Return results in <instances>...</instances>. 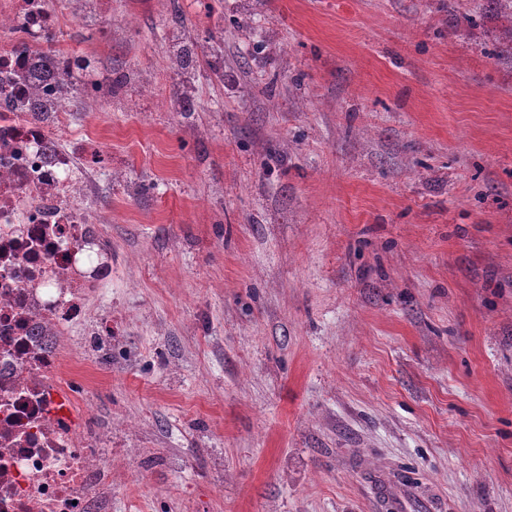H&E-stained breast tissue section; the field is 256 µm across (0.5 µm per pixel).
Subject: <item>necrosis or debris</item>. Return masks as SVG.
<instances>
[{
  "label": "necrosis or debris",
  "mask_w": 512,
  "mask_h": 512,
  "mask_svg": "<svg viewBox=\"0 0 512 512\" xmlns=\"http://www.w3.org/2000/svg\"><path fill=\"white\" fill-rule=\"evenodd\" d=\"M87 0H0V512H112L106 436L63 402L61 340L93 323L112 333L111 316L90 304L112 279V262L93 268L81 254L98 245L108 216L95 208L93 180L112 159L93 138L68 128L57 83L36 79L27 44L62 75L79 61L60 41L61 15ZM26 79L29 91L12 86Z\"/></svg>",
  "instance_id": "4bbe7bcc"
}]
</instances>
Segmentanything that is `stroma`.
Returning <instances> with one entry per match:
<instances>
[{"label": "stroma", "instance_id": "35a3bbf8", "mask_svg": "<svg viewBox=\"0 0 512 512\" xmlns=\"http://www.w3.org/2000/svg\"><path fill=\"white\" fill-rule=\"evenodd\" d=\"M63 39L112 86L69 115L112 154V334L65 366L112 512H381L378 472L512 512V15L97 0Z\"/></svg>", "mask_w": 512, "mask_h": 512}]
</instances>
